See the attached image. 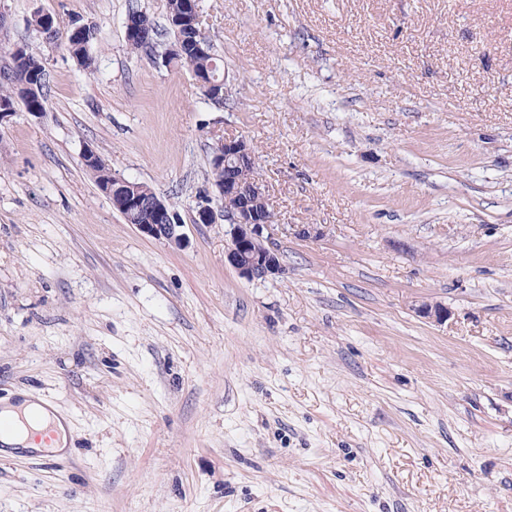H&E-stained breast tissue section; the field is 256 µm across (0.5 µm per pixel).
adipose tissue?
Instances as JSON below:
<instances>
[{
  "label": "adipose tissue",
  "mask_w": 512,
  "mask_h": 512,
  "mask_svg": "<svg viewBox=\"0 0 512 512\" xmlns=\"http://www.w3.org/2000/svg\"><path fill=\"white\" fill-rule=\"evenodd\" d=\"M25 420L14 431L0 434V444L32 450L58 451L68 443V427L64 420L46 412L39 403L23 402Z\"/></svg>",
  "instance_id": "adipose-tissue-1"
}]
</instances>
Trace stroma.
<instances>
[{
  "instance_id": "1",
  "label": "stroma",
  "mask_w": 512,
  "mask_h": 512,
  "mask_svg": "<svg viewBox=\"0 0 512 512\" xmlns=\"http://www.w3.org/2000/svg\"><path fill=\"white\" fill-rule=\"evenodd\" d=\"M197 3L220 106L165 61L168 0H0V73L23 45L48 85L0 125V405L72 425L66 460L0 462V512H512V0ZM36 13L95 24L96 71ZM222 136L267 187L264 281L194 221ZM88 146L184 246L124 222ZM139 13V19L136 16H127L125 21V36L126 41L130 47H135L136 45H140L143 49L144 46H151L155 42L154 34H155V24L151 20V18L141 11H137ZM146 27L151 28L154 31H149Z\"/></svg>"
}]
</instances>
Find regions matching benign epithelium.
Returning <instances> with one entry per match:
<instances>
[{"label": "benign epithelium", "mask_w": 512, "mask_h": 512, "mask_svg": "<svg viewBox=\"0 0 512 512\" xmlns=\"http://www.w3.org/2000/svg\"><path fill=\"white\" fill-rule=\"evenodd\" d=\"M125 36L129 46H151L153 32L135 16L125 21ZM203 95L211 102L222 104L228 96L226 80L217 81L210 74L195 77ZM211 170L221 201L220 213H215L206 196L196 207L198 221L213 224L224 218L230 227V244L226 257L238 276L248 282L266 280L282 272L280 253L269 235L273 213L269 209L266 186L255 174L256 155L244 137H221L212 146ZM100 190L112 199L113 208L141 233L179 245L183 241L181 224L173 217L170 202L157 196L146 184L130 181L111 172L107 186ZM419 313L436 323L448 320V308L439 304H424Z\"/></svg>", "instance_id": "7a95c632"}]
</instances>
